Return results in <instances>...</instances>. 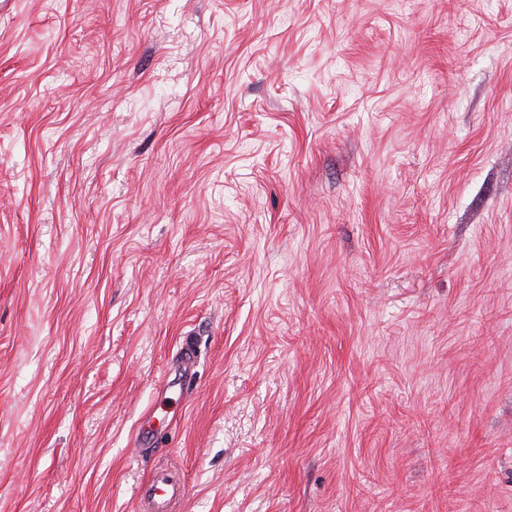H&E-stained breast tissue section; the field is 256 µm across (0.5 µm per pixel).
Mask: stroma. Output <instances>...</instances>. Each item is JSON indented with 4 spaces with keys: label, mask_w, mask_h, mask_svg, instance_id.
<instances>
[{
    "label": "stroma",
    "mask_w": 512,
    "mask_h": 512,
    "mask_svg": "<svg viewBox=\"0 0 512 512\" xmlns=\"http://www.w3.org/2000/svg\"><path fill=\"white\" fill-rule=\"evenodd\" d=\"M512 512V0H0V512ZM185 485L167 469L152 471L145 485L144 498L150 512H173L185 496Z\"/></svg>",
    "instance_id": "stroma-1"
}]
</instances>
